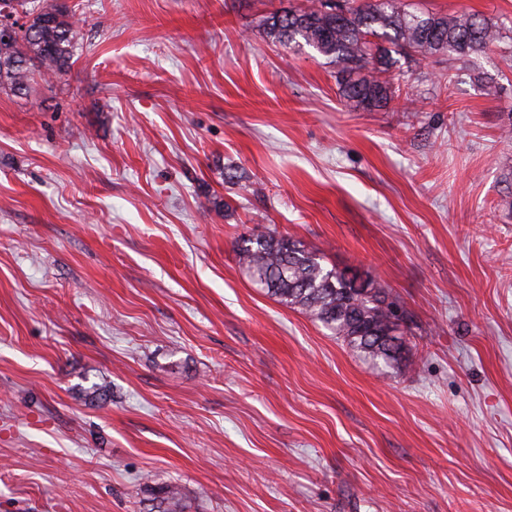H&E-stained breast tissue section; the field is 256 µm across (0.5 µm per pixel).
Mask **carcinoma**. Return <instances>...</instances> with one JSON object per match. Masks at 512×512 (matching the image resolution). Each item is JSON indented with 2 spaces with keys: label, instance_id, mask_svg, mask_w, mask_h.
<instances>
[{
  "label": "carcinoma",
  "instance_id": "obj_1",
  "mask_svg": "<svg viewBox=\"0 0 512 512\" xmlns=\"http://www.w3.org/2000/svg\"><path fill=\"white\" fill-rule=\"evenodd\" d=\"M17 31L0 36V91L28 95L35 75L67 71L83 34L63 0H10ZM344 16L323 10L324 0L274 12L262 20L267 36L283 46L306 45L336 66V82L351 107L374 112L396 93L390 70L399 58L443 55L467 67L512 34L470 13L411 12L397 0L371 5L337 0ZM238 262L252 281L286 305L300 307L334 335L373 360L398 362L410 316L373 279L322 264L299 240L261 232L243 240ZM156 512H185L176 485L153 490Z\"/></svg>",
  "mask_w": 512,
  "mask_h": 512
}]
</instances>
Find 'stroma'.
I'll use <instances>...</instances> for the list:
<instances>
[{"label":"stroma","mask_w":512,"mask_h":512,"mask_svg":"<svg viewBox=\"0 0 512 512\" xmlns=\"http://www.w3.org/2000/svg\"><path fill=\"white\" fill-rule=\"evenodd\" d=\"M292 2L68 0L71 67L0 93V512H512V61L361 112ZM261 231L391 289L401 361L258 288ZM153 491L155 501L154 512H185L184 496L176 485H166Z\"/></svg>","instance_id":"obj_1"}]
</instances>
